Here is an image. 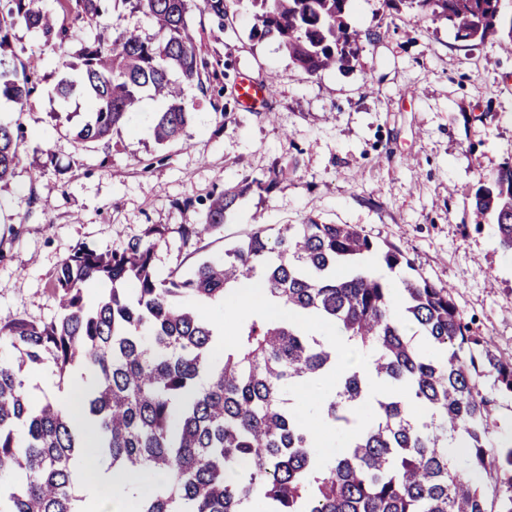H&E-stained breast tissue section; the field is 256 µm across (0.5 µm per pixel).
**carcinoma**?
Segmentation results:
<instances>
[{"instance_id": "1", "label": "carcinoma", "mask_w": 512, "mask_h": 512, "mask_svg": "<svg viewBox=\"0 0 512 512\" xmlns=\"http://www.w3.org/2000/svg\"><path fill=\"white\" fill-rule=\"evenodd\" d=\"M121 2L152 21V39L112 34L109 2ZM0 0V53L12 50L22 23L47 42L83 41L79 63L64 62L54 86L67 102L82 97L86 120L74 131L81 145L109 138L141 110L144 96L164 103L153 113L155 140L179 139L196 119L182 85L219 81L188 23L191 0ZM253 36L273 38L291 62L310 75L348 71L363 41L379 34L352 25V0H251ZM503 0H383L442 21L464 40L497 39L512 53V15ZM224 31L227 0H203ZM73 16L75 26L58 22ZM33 72L0 71V100L22 109L35 92ZM21 127L0 123V184L20 162ZM284 168L265 180L244 178L209 194L199 224L180 225L183 245L224 225L237 200L286 179ZM474 212L497 224L500 244L512 250V164L480 176ZM153 225L118 249H78L56 270V316L36 323L0 316V512H96L74 478L77 456L88 451L60 402L32 400L25 379L53 362L59 377L91 364L95 378L80 397L84 419L98 434L94 451L112 470L164 480L131 512H512V445L488 447L496 398L480 379L496 374L512 393V362L484 348L458 311L451 287L404 276L400 295L406 322L393 315V294L369 268L378 256L394 270L411 262L380 247L353 224H287L275 238L255 225L247 240L222 259L199 262L185 276L160 279L153 259L165 240ZM105 292L90 306L86 287ZM246 283L280 300L294 314L339 328L367 356L374 376L399 391L369 403L370 387L356 371L341 378L336 397L319 412L338 427L353 410L363 426L346 436V451L322 460L290 412L287 389L336 366L328 343L292 319L251 312L239 320L231 349L217 350L212 323L197 304L225 299ZM415 403L422 413L407 410ZM465 444L463 472L448 447Z\"/></svg>"}]
</instances>
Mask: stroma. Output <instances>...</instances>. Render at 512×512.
<instances>
[{"label":"stroma","mask_w":512,"mask_h":512,"mask_svg":"<svg viewBox=\"0 0 512 512\" xmlns=\"http://www.w3.org/2000/svg\"><path fill=\"white\" fill-rule=\"evenodd\" d=\"M250 0H229L223 27L203 9L189 23L209 67L208 93L185 88L198 120L184 140L157 145L145 100L110 142L78 145L87 112L52 95L59 48L16 26L5 68L21 60L39 84L24 109L0 104V122L21 124V161L0 186V315L47 322L59 264L80 247H120L153 224L166 228L159 276L223 257L255 222L272 229L313 219L353 224L395 246L415 275L451 285L466 322L497 358L512 362V253L472 206L479 176L512 163V54L495 41L457 39L440 22L354 0L352 25L378 32L348 73L311 76L276 41L251 38ZM273 79L268 121L238 106L241 76ZM276 167L288 179L240 198L218 231L183 245L179 227L200 221L211 192ZM193 200L190 210L180 209Z\"/></svg>","instance_id":"stroma-1"}]
</instances>
